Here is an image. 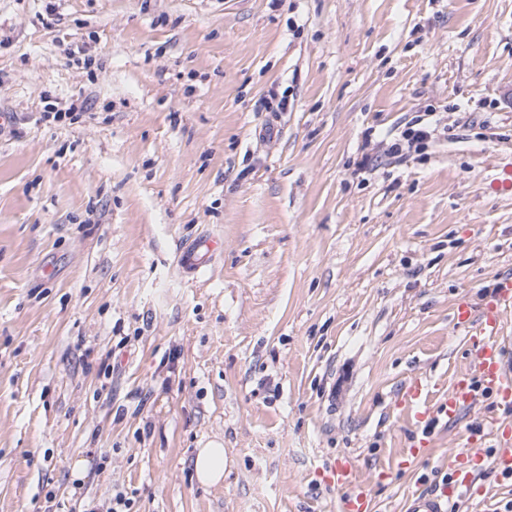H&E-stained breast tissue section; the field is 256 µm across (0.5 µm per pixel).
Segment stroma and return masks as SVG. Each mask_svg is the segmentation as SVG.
<instances>
[{
    "label": "stroma",
    "instance_id": "35a3bbf8",
    "mask_svg": "<svg viewBox=\"0 0 512 512\" xmlns=\"http://www.w3.org/2000/svg\"><path fill=\"white\" fill-rule=\"evenodd\" d=\"M426 112L445 134L385 155ZM511 157L512 0H0V512H336L346 454L401 512L491 454L483 396L405 469L400 400L447 391L455 302L512 276ZM473 494L507 512L512 479ZM217 250L218 243L214 239L196 241L180 253L179 268L185 273H197L208 264ZM195 476L200 484L211 486L224 478V448L220 442H210L199 448L193 459Z\"/></svg>",
    "mask_w": 512,
    "mask_h": 512
}]
</instances>
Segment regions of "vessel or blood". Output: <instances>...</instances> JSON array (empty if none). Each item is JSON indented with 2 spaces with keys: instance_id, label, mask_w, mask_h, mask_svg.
<instances>
[{
  "instance_id": "vessel-or-blood-1",
  "label": "vessel or blood",
  "mask_w": 512,
  "mask_h": 512,
  "mask_svg": "<svg viewBox=\"0 0 512 512\" xmlns=\"http://www.w3.org/2000/svg\"><path fill=\"white\" fill-rule=\"evenodd\" d=\"M218 249L214 239L205 238L185 247L179 256L183 272L194 274L204 268ZM512 312V277L497 280L493 291L480 306L459 300L452 312L456 325L467 328L469 364L457 375L447 392L433 396L429 381L416 377L406 388L403 408L414 429L413 441L406 456L408 466H415L431 451V436L438 424L456 422L478 394L500 399L504 409L512 408L511 352L503 336L504 318ZM490 429L497 435L491 459L493 469L512 478V437L501 434L499 420H491ZM480 451L466 449L457 453L449 482L432 491L412 495L405 512H451L454 500L470 497L473 485V462L482 461ZM326 483L341 491L340 512H371V493L357 479L356 461L344 456L325 466Z\"/></svg>"
}]
</instances>
